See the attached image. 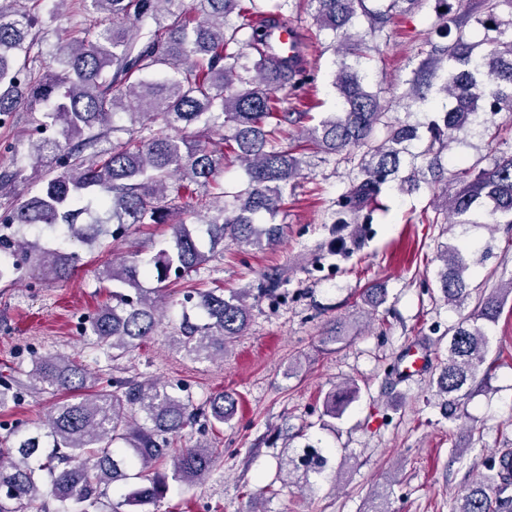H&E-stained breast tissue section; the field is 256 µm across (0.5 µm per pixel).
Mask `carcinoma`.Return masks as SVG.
<instances>
[{
    "instance_id": "cac0c4a2",
    "label": "carcinoma",
    "mask_w": 512,
    "mask_h": 512,
    "mask_svg": "<svg viewBox=\"0 0 512 512\" xmlns=\"http://www.w3.org/2000/svg\"><path fill=\"white\" fill-rule=\"evenodd\" d=\"M314 7L319 29L332 34L340 61L334 87L341 110L306 126V107L314 75L305 58L303 34L288 12L290 0H90L104 23L78 31L57 49L37 75L28 64L32 30L39 19L26 7L0 10V125L25 105L38 106L41 117L29 135L33 158L49 159L57 173L40 190L0 216V278L23 268L42 269L53 279H67L81 255L58 244L28 239L44 226L68 240L93 245L117 241L133 224H172V244L146 259L135 254L106 266L100 279L118 282L112 305L101 308L85 328L96 345L130 351L154 334L162 309L160 295L142 286L152 273L157 281L181 279L207 260L209 247L222 243L272 246L280 238L277 224H261L281 212L284 190L295 186L307 165L304 151L336 155L361 151L359 176L336 201L337 227L374 223L382 189L399 180L420 187L422 170L411 167L409 145L417 127L385 120L386 105L370 91L361 60L378 49L393 12L411 11L420 0H305ZM444 32L430 43L400 99L423 100L434 89L450 100L442 122L430 127L431 140L419 153L434 183L448 181L441 153L457 134L466 132L481 113L512 110V18L499 20L496 10L512 0H482L476 23L496 32L483 53L468 41L467 20L455 19L448 39L449 0H435ZM236 15L233 22L230 15ZM367 20L364 35L349 28L358 16ZM279 30L296 34L293 54L275 47ZM288 91L291 103L277 92ZM130 116L128 138L105 147L118 112ZM184 130L195 123L229 134L216 148L193 146L185 137L154 129L157 121ZM290 127L303 128L304 140L287 149L279 139ZM384 130L380 144L376 133ZM244 167L247 187L231 205L196 198L204 211L200 224L171 223L170 203L207 187L226 156ZM476 209L493 224H512V153L487 169L467 171L460 187L444 199L450 224H468ZM439 283L444 298L460 307L471 298L466 248L448 246L440 254ZM199 322L185 321L180 336L188 351L211 358L244 335L249 326L251 291L229 295L212 289L194 291ZM512 294V281L480 296L470 315L449 329L448 358L436 379L443 414L450 420L471 393L489 350L486 325L498 319L501 298ZM30 377L56 390L94 387L52 407L45 423L16 427L0 437V512H121L123 506L154 505L168 491V480L191 485L208 476L217 449L205 441L192 448L174 447L175 438L199 416L198 409L153 383L135 380L88 382L74 357L55 355L35 360ZM358 387L346 383L325 398L324 415L336 419L357 399ZM213 420L230 421L237 399L220 393L208 401ZM487 474L471 482L453 512H512V454L486 464ZM336 476L322 448H303L288 457V473ZM135 478L123 500L109 491Z\"/></svg>"
}]
</instances>
